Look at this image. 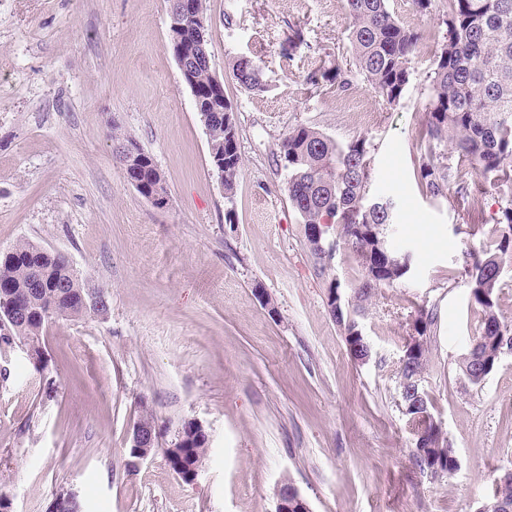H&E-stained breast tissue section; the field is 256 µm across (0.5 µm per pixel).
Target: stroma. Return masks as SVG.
Returning <instances> with one entry per match:
<instances>
[{"label":"stroma","instance_id":"1","mask_svg":"<svg viewBox=\"0 0 512 512\" xmlns=\"http://www.w3.org/2000/svg\"><path fill=\"white\" fill-rule=\"evenodd\" d=\"M389 7L424 35L393 107L364 81L341 94L303 82L348 56L345 0H208L243 157L229 203L170 50V0H0V252L26 239L62 253L109 303L49 326L45 369L0 342V493L16 512H49L67 493L82 512H275L286 480L311 512H477L492 499L512 470V353L479 388L460 363L482 318L462 253L494 233L497 195L480 198L473 228L453 199L419 188L438 17L410 0ZM241 56L261 62L265 92L240 88ZM299 123L371 140V192L398 202L390 242L413 255L408 281L379 290L362 321L363 364L329 314L272 158ZM115 127L154 158L165 206L127 182ZM415 302L438 312L423 387L459 460L441 479L414 466L399 406ZM146 409L159 445L133 470L126 450ZM193 421L208 448L187 483L166 450Z\"/></svg>","mask_w":512,"mask_h":512}]
</instances>
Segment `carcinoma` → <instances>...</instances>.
<instances>
[{
    "mask_svg": "<svg viewBox=\"0 0 512 512\" xmlns=\"http://www.w3.org/2000/svg\"><path fill=\"white\" fill-rule=\"evenodd\" d=\"M351 62L321 65L304 78L307 85L329 86L347 92L362 79L376 96L396 106L411 77V62L423 34L403 24L389 8V0H346ZM444 27L434 67L427 76L426 119L420 148L427 156L417 171L418 186L432 198H446L454 190L458 207L476 211L485 186L501 196L495 223L499 235L490 242L463 251V267L474 302L482 311V326L475 337L474 354L484 362L483 378L469 383L480 387L498 365L502 340L512 337V326L497 311L504 258L512 257V0H448L441 15ZM194 21L169 29L170 40L192 50ZM234 77L248 92L265 89L263 69L250 57L236 59ZM187 82L197 89L201 104L210 109L206 126L211 161L224 162V198L231 203L242 168L238 128L230 101L217 86L207 66L190 71ZM118 145L133 148L128 173L144 198L160 175L152 156L128 136L112 135ZM371 142L365 137L340 143L300 123L278 138L276 166L285 173L288 202L304 224L306 245L317 275L328 279L327 306L346 344L362 330L366 305L381 288H394L408 275L403 254L388 242L387 226L398 209L391 197L370 192ZM351 251L361 269L353 294L329 277L340 244ZM89 282L77 273L66 256L46 252L28 241L0 252V310L21 299L22 315L3 319V340L26 346L44 343L46 329L60 317L87 314L83 296ZM413 328L425 341L409 350L404 338L397 372L402 414L412 436L411 456L424 473L451 475L459 460L442 429H435L431 402L422 386L437 324L434 310L419 305L410 312ZM429 433L421 437V431ZM207 435L184 425L175 447L166 449L171 469L189 480L188 468L202 462ZM492 502L512 505V470L496 480Z\"/></svg>",
    "mask_w": 512,
    "mask_h": 512,
    "instance_id": "cac0c4a2",
    "label": "carcinoma"
}]
</instances>
